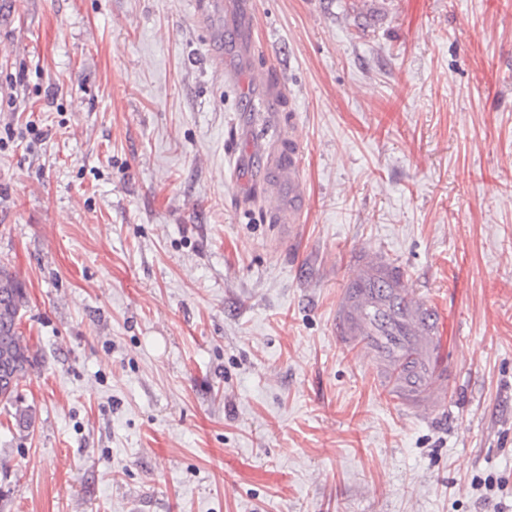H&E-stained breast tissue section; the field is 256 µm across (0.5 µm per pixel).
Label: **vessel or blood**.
Instances as JSON below:
<instances>
[{
  "label": "vessel or blood",
  "instance_id": "1",
  "mask_svg": "<svg viewBox=\"0 0 512 512\" xmlns=\"http://www.w3.org/2000/svg\"><path fill=\"white\" fill-rule=\"evenodd\" d=\"M288 163L267 187L274 207L297 217L303 189L296 176L300 144L283 148ZM338 341L348 347L371 342L405 376L394 399L413 416H426L447 403V371L430 372L429 355L440 347L442 325L432 302L413 288L396 262L379 249L359 250L353 272L336 304L333 319Z\"/></svg>",
  "mask_w": 512,
  "mask_h": 512
}]
</instances>
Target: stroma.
I'll use <instances>...</instances> for the list:
<instances>
[{
	"mask_svg": "<svg viewBox=\"0 0 512 512\" xmlns=\"http://www.w3.org/2000/svg\"><path fill=\"white\" fill-rule=\"evenodd\" d=\"M236 2L241 35L196 0H0V264L37 353L0 512H512V0ZM291 138L290 239L263 188ZM359 248L441 313L448 412L333 334Z\"/></svg>",
	"mask_w": 512,
	"mask_h": 512,
	"instance_id": "1",
	"label": "stroma"
}]
</instances>
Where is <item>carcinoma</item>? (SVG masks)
I'll list each match as a JSON object with an SVG mask.
<instances>
[{
	"instance_id": "cac0c4a2",
	"label": "carcinoma",
	"mask_w": 512,
	"mask_h": 512,
	"mask_svg": "<svg viewBox=\"0 0 512 512\" xmlns=\"http://www.w3.org/2000/svg\"><path fill=\"white\" fill-rule=\"evenodd\" d=\"M26 303L22 283L9 270L0 267V360L8 359L9 367L0 374V401L17 400L20 383L35 366L32 351L21 330L20 311Z\"/></svg>"
}]
</instances>
